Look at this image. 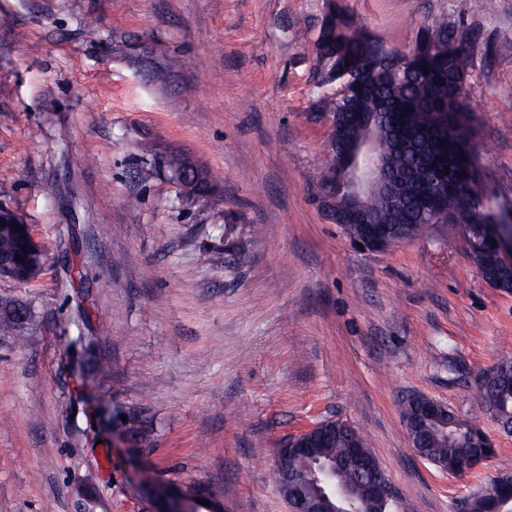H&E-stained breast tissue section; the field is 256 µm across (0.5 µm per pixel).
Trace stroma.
<instances>
[{
    "label": "stroma",
    "mask_w": 512,
    "mask_h": 512,
    "mask_svg": "<svg viewBox=\"0 0 512 512\" xmlns=\"http://www.w3.org/2000/svg\"><path fill=\"white\" fill-rule=\"evenodd\" d=\"M326 2L0 0V205L46 253L34 280L0 279L28 309L0 335V512H150L157 482L288 512L275 452L334 419L365 436L404 512H453L512 473V435L475 398L512 359V290L485 283L460 225L368 253L313 201L319 101L338 89L312 55ZM344 5L401 53L432 21L454 30L480 183L512 210V0ZM174 148L223 203L160 173ZM80 336L103 373L81 374ZM413 393L478 418L495 456L465 477L415 456Z\"/></svg>",
    "instance_id": "1"
}]
</instances>
